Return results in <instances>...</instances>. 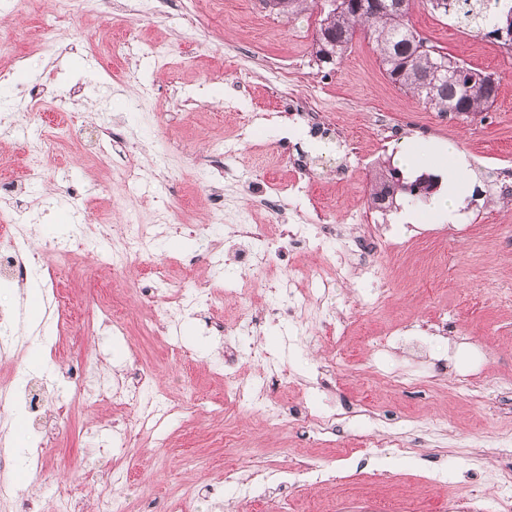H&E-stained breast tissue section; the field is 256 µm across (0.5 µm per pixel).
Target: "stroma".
Listing matches in <instances>:
<instances>
[{"instance_id": "1", "label": "stroma", "mask_w": 512, "mask_h": 512, "mask_svg": "<svg viewBox=\"0 0 512 512\" xmlns=\"http://www.w3.org/2000/svg\"><path fill=\"white\" fill-rule=\"evenodd\" d=\"M213 2L96 0L92 12L60 26L57 0H29L21 14L15 0H0V21L51 28L56 37L49 53L21 46L19 68L0 55V70L12 73L10 83H0V113L19 93L36 89L49 101L58 89L74 90L73 139L129 146L140 168L132 186L121 166L67 146L32 183L23 143L42 133L39 119L30 118L21 134L0 125V167L27 185L19 216L34 242L68 248L90 200L112 223L155 225L159 288L185 277L186 255L198 259L196 278L217 275L223 287L201 312L157 306L165 333L146 336L133 327L124 336L105 330L83 338L89 310L112 301V272L71 250L69 327L52 328L42 316L47 342L22 345L15 360L0 361V377H15L39 397L36 410L16 406L22 421L6 437L23 434L47 469L42 475L11 467L7 477L20 487V501L0 512H54L61 485L73 490L82 512H95L99 484L112 470L104 444L124 432L129 411L88 399L57 424L55 399L73 388L83 353L96 357L113 383L133 365L153 368L170 403L194 406L191 417L165 420L168 447L138 442L129 452L123 465L131 477L118 489L127 512H167L189 486L198 494L187 512H467L476 501L499 512L508 492L495 475L512 465L496 445L498 436L512 434V394L504 386L512 378V244L491 228L512 225V198L500 199L495 187L512 183V50L455 15L412 11L421 37L497 78L492 107L466 118L392 84L366 30L355 33L340 61L322 64L312 49L317 11L288 15L265 0H228L230 18L220 26L209 16ZM118 62L133 80L113 77ZM304 101L318 107V129L303 121ZM382 108L401 131L396 139L372 121ZM448 143L464 152L476 177L463 186L452 221L434 206L444 190L440 168L407 170L400 162L405 148L424 153ZM396 174L407 184L430 176L436 185L425 197L398 191L377 206L375 190ZM271 202L288 226L315 223L317 203L331 206L332 220L346 226L353 213H368L406 248L385 258L381 275L336 283V312L349 325L339 348L319 341L314 317L238 332L239 317L268 298L254 289L255 273L240 263L232 232L217 246L187 230L210 223L218 209L228 227L245 216L264 224ZM171 204L184 232H167L157 220ZM383 288L392 295L380 307L348 308L353 294L368 298ZM173 341L184 355L171 353ZM228 345L245 378L258 370L254 347L275 354L295 378L277 387L280 399L334 413L335 432L319 433L294 417L269 430L259 414L238 411L215 368ZM38 352L50 369L31 368ZM247 485L261 491L260 500L243 498Z\"/></svg>"}]
</instances>
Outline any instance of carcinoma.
<instances>
[{"label": "carcinoma", "mask_w": 512, "mask_h": 512, "mask_svg": "<svg viewBox=\"0 0 512 512\" xmlns=\"http://www.w3.org/2000/svg\"><path fill=\"white\" fill-rule=\"evenodd\" d=\"M499 0H343L335 14L318 20L313 53L321 63L337 62L346 53L356 28L370 33L386 76L394 85L420 97L439 112L470 116L485 112L495 101L498 83L477 81L483 72L468 66L421 38L409 25L416 4L444 15L452 12L460 23L486 32L506 25L512 7L495 10ZM448 70L440 72V63Z\"/></svg>", "instance_id": "cac0c4a2"}]
</instances>
